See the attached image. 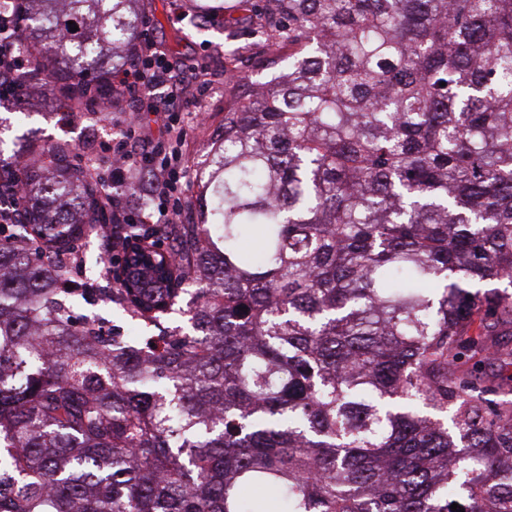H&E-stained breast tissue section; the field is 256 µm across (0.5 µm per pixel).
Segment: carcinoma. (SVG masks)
Listing matches in <instances>:
<instances>
[{
    "label": "carcinoma",
    "instance_id": "carcinoma-1",
    "mask_svg": "<svg viewBox=\"0 0 512 512\" xmlns=\"http://www.w3.org/2000/svg\"><path fill=\"white\" fill-rule=\"evenodd\" d=\"M30 2L88 70L148 0ZM261 15L250 33L288 72L228 101L199 221L118 222L67 143L21 168L31 205L0 223V512H512V0ZM102 230L98 276L61 287ZM135 243L167 260L149 293L119 273ZM184 284L191 331L165 329ZM96 303L157 332L76 315Z\"/></svg>",
    "mask_w": 512,
    "mask_h": 512
}]
</instances>
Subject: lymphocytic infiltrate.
Listing matches in <instances>:
<instances>
[{
  "label": "lymphocytic infiltrate",
  "instance_id": "1",
  "mask_svg": "<svg viewBox=\"0 0 512 512\" xmlns=\"http://www.w3.org/2000/svg\"><path fill=\"white\" fill-rule=\"evenodd\" d=\"M19 7L0 8V98L26 91L31 58L19 44ZM88 84L105 81L117 99L130 103L134 115L122 133L106 143L112 155V184L121 187L151 174L145 199L112 196L116 211L128 224L145 223L144 203H151L158 223L171 224L188 201L182 180L185 170L178 146L184 145L189 127L180 112L186 99L200 97L211 84L205 66L177 68L163 52L151 30L150 18H142L124 64L98 77L87 72Z\"/></svg>",
  "mask_w": 512,
  "mask_h": 512
}]
</instances>
